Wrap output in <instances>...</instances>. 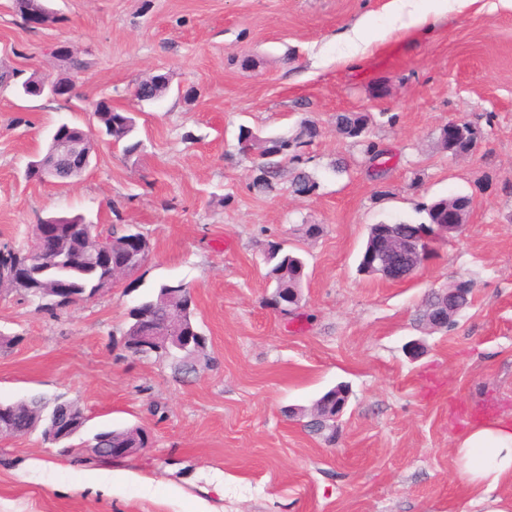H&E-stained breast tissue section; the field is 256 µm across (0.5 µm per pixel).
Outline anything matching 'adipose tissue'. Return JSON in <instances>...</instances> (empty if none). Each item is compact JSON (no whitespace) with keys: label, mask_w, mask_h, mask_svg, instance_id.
Returning <instances> with one entry per match:
<instances>
[{"label":"adipose tissue","mask_w":512,"mask_h":512,"mask_svg":"<svg viewBox=\"0 0 512 512\" xmlns=\"http://www.w3.org/2000/svg\"><path fill=\"white\" fill-rule=\"evenodd\" d=\"M459 475L483 512H512L498 494L512 485V422L488 420L459 434L454 443Z\"/></svg>","instance_id":"obj_1"}]
</instances>
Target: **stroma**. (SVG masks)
Instances as JSON below:
<instances>
[{
    "mask_svg": "<svg viewBox=\"0 0 512 512\" xmlns=\"http://www.w3.org/2000/svg\"><path fill=\"white\" fill-rule=\"evenodd\" d=\"M387 2L51 0L58 22L32 29L0 0V72L66 73L60 45L85 62L68 72L77 98L54 105L0 84V243L29 248L50 215L133 225L151 243L120 287L56 314L0 298V333L20 339L0 353V403L60 396L87 417L67 443L0 436V512H478L453 445L473 414L512 417V0H453L444 13L417 0L437 23L398 33ZM156 74L170 91L137 102L134 83ZM103 97L132 114L140 150L102 140L68 186L28 179L50 131L87 125ZM343 112L376 114L382 176L337 132ZM461 115L480 137L456 161L437 139ZM305 120L319 130L301 150L317 188L249 190L240 126L266 138ZM457 194L474 201L466 228L410 279L360 273L370 225L422 221L420 205ZM307 224L321 235L305 237ZM274 237L308 261L289 317L267 302L259 243ZM458 278L473 284L471 306L428 330L425 293ZM166 282L190 288L208 338L187 381L168 359L119 347L129 310ZM339 384L350 398L329 443L298 411ZM132 426L153 438L134 457L81 448Z\"/></svg>",
    "mask_w": 512,
    "mask_h": 512,
    "instance_id": "1",
    "label": "stroma"
}]
</instances>
